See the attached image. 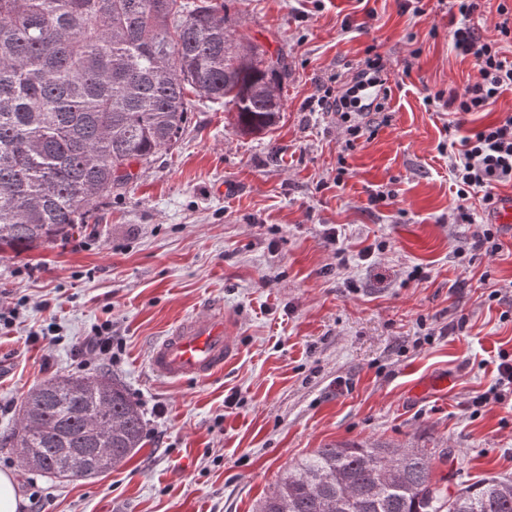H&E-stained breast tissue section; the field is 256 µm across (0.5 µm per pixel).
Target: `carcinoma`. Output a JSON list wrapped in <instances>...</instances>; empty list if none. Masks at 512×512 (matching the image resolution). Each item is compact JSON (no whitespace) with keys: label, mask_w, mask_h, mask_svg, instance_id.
<instances>
[{"label":"carcinoma","mask_w":512,"mask_h":512,"mask_svg":"<svg viewBox=\"0 0 512 512\" xmlns=\"http://www.w3.org/2000/svg\"><path fill=\"white\" fill-rule=\"evenodd\" d=\"M288 62L244 48L224 0H0V252L65 236L179 140L192 97L224 101L242 134L276 125ZM143 414L103 376L51 377L0 445L36 471L97 474L142 447ZM259 512H512V479L451 493L424 448L328 445L288 466Z\"/></svg>","instance_id":"1"}]
</instances>
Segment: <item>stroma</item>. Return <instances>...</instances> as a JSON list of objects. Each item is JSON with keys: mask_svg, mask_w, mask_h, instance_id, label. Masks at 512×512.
Masks as SVG:
<instances>
[{"mask_svg": "<svg viewBox=\"0 0 512 512\" xmlns=\"http://www.w3.org/2000/svg\"><path fill=\"white\" fill-rule=\"evenodd\" d=\"M402 2L230 0L246 42L288 60L274 129L239 133L223 104L196 101L178 143L69 239L0 253V306L27 302L0 333V433L25 393L69 374L114 376L144 418L142 448L94 477L44 475L0 447L23 512H256L289 465L331 444L448 449L433 476L455 485L512 478V404L471 405L512 354V226L500 227L501 252L468 256L488 215L449 223L446 152L512 114V89L462 117L426 103L478 68L453 47L448 0H422L420 17ZM370 48L388 74L390 123L315 111L330 76L351 81ZM352 124L362 135L348 151ZM390 181L396 200L371 202ZM213 304L234 320L239 357L201 383L154 373L153 344ZM106 319L115 359H80ZM50 326L56 344L31 342ZM444 377L451 389H433Z\"/></svg>", "mask_w": 512, "mask_h": 512, "instance_id": "stroma-1", "label": "stroma"}]
</instances>
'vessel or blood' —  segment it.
I'll return each mask as SVG.
<instances>
[{
    "instance_id": "1",
    "label": "vessel or blood",
    "mask_w": 512,
    "mask_h": 512,
    "mask_svg": "<svg viewBox=\"0 0 512 512\" xmlns=\"http://www.w3.org/2000/svg\"><path fill=\"white\" fill-rule=\"evenodd\" d=\"M239 345L234 326L223 310L187 317L175 324L151 350L149 365L163 377L204 381L236 359Z\"/></svg>"
}]
</instances>
